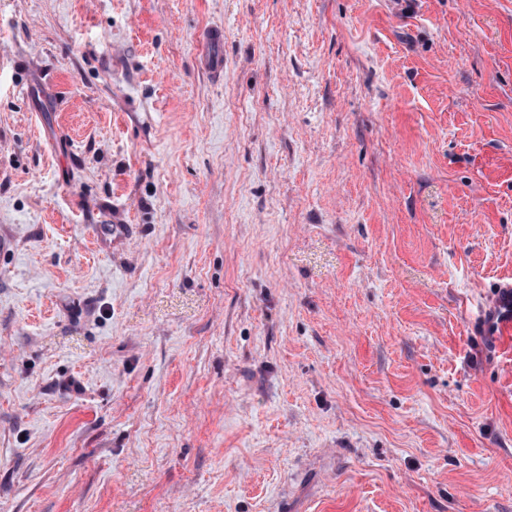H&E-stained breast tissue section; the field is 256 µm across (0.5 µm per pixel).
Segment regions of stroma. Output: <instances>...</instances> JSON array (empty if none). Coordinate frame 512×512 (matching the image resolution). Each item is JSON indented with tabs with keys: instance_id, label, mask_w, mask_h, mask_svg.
Returning a JSON list of instances; mask_svg holds the SVG:
<instances>
[{
	"instance_id": "stroma-1",
	"label": "stroma",
	"mask_w": 512,
	"mask_h": 512,
	"mask_svg": "<svg viewBox=\"0 0 512 512\" xmlns=\"http://www.w3.org/2000/svg\"><path fill=\"white\" fill-rule=\"evenodd\" d=\"M5 238L0 512H512V0H0ZM224 39V34L222 30H211L204 44V63L207 68L213 72L217 73L222 71V55H221V46ZM479 327L484 336H500L512 331V281L496 287L490 304L481 311Z\"/></svg>"
}]
</instances>
